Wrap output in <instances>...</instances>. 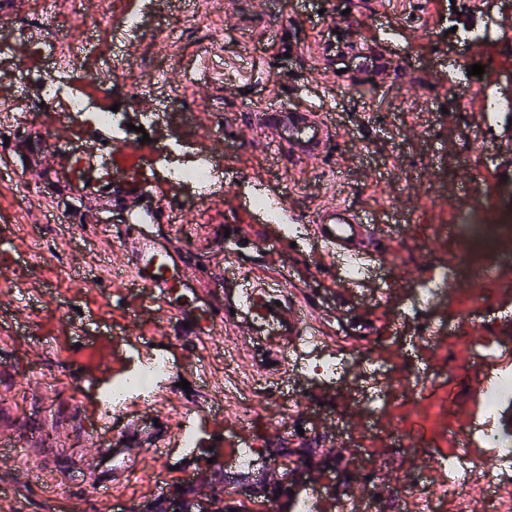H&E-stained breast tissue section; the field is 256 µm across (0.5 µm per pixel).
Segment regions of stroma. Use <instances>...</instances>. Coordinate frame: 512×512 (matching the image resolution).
<instances>
[{"label":"stroma","mask_w":512,"mask_h":512,"mask_svg":"<svg viewBox=\"0 0 512 512\" xmlns=\"http://www.w3.org/2000/svg\"><path fill=\"white\" fill-rule=\"evenodd\" d=\"M512 10L506 0H6L5 34L25 30L48 54L87 55L100 70L125 64L129 81L146 96L129 98L123 83L99 100L118 105L148 128L146 155L179 142L181 161L212 158L222 181L209 201L154 168L153 181L167 220L155 236L182 249L201 274L242 265L263 278L289 275L292 300L313 309L325 337L319 353L287 348L280 368L289 424L276 417L245 419L250 366L269 356L266 340L247 324L228 323L224 345L185 327L174 314L156 330L150 316H134L136 287L114 282L133 235L118 203L96 206L72 195L62 177L65 152L42 151L37 132L64 128L88 147L106 130L87 114L62 113L39 85L0 69V98L20 105L18 120L0 129V425L13 430L16 451L0 457V480L16 484L0 512H113L173 494L183 475L195 489L223 492L215 473L234 448L257 446L262 460L292 458L311 466L333 441L377 449L374 461L391 490L443 475L424 449L442 445L443 427L457 428L484 408L485 361L476 338L494 340L512 355V289L499 286L490 263L512 267V238L482 233L486 212L512 211V126L487 122L476 100L485 81L512 91V51L491 37L464 43L452 26L487 25ZM95 20L76 42L77 18ZM394 25V38L385 35ZM166 31L153 38L152 30ZM377 50L390 74L377 81L360 70L359 55ZM493 63H486V56ZM483 76L470 75L472 64ZM466 81L455 82L457 70ZM181 91L186 112H166L164 100ZM295 109L331 110L333 135L315 160H298L254 122L274 100ZM52 167L55 178L17 182L15 171ZM284 198L297 235L252 214L254 193ZM368 212L381 225L406 218L407 237H382L362 288L345 278L340 260L310 251L305 231L327 204ZM88 274L74 281L72 268ZM435 293L418 316L409 308L421 282ZM41 327L33 336L24 327ZM371 349L391 364L412 359L427 384L423 407L393 403L380 422L359 412L353 377L331 387L310 367L316 356ZM173 364L155 388L169 441L157 453L131 429L141 412L133 401L117 416L126 441L92 445L93 424L77 400L110 389L114 379L155 355ZM188 388H180V381ZM191 418L194 450L182 448L176 423ZM421 451L401 470L391 466L396 431ZM81 482L66 487V474Z\"/></svg>","instance_id":"1"}]
</instances>
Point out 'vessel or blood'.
Returning a JSON list of instances; mask_svg holds the SVG:
<instances>
[{
  "label": "vessel or blood",
  "mask_w": 512,
  "mask_h": 512,
  "mask_svg": "<svg viewBox=\"0 0 512 512\" xmlns=\"http://www.w3.org/2000/svg\"><path fill=\"white\" fill-rule=\"evenodd\" d=\"M261 122L294 158L301 160L317 158L329 135L327 119L318 118L316 111L297 112L282 101L263 112ZM71 158L65 181L74 196L108 198L117 191L124 199L129 223L162 218V209L149 213L143 208L142 199L151 195L152 185L138 140L99 151L78 148L72 151ZM377 232L378 227L368 214L353 212L340 204L324 207L310 227L314 246L341 259L351 269L358 268L363 251ZM122 269L139 282L150 302L176 307L181 319L196 322L205 335H222L219 312L195 310L180 303L183 288L196 279L184 253L141 233L132 244ZM287 292L286 279L256 282L237 275L233 278L232 290H226L224 307L261 322L271 338L272 348L279 350L300 337L318 332L316 317L288 300ZM87 408L97 416L92 438L105 441L112 432L108 396L88 403Z\"/></svg>",
  "instance_id": "obj_1"
}]
</instances>
